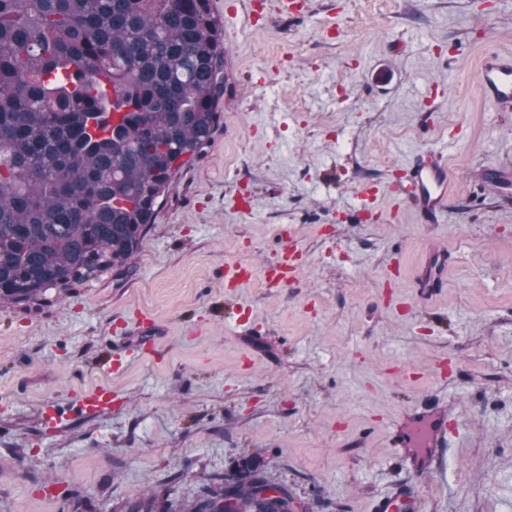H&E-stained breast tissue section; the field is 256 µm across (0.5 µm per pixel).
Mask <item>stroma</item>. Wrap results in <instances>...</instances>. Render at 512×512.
Returning <instances> with one entry per match:
<instances>
[{"mask_svg":"<svg viewBox=\"0 0 512 512\" xmlns=\"http://www.w3.org/2000/svg\"><path fill=\"white\" fill-rule=\"evenodd\" d=\"M265 2L255 28L249 0H211L238 31L223 119L130 267L0 306V512H190L246 459L303 512H369L404 474L390 423L435 403L455 449L411 479L420 512H512V194L481 185L512 178V112L477 83L485 52L512 51V0H299L295 20ZM433 148L455 187L424 224L390 189ZM290 228L307 254L292 285L225 287V265L276 262ZM433 243L456 254L445 292L395 308L412 288L394 265ZM141 310L166 330L158 358L107 373ZM97 386L111 411L78 412Z\"/></svg>","mask_w":512,"mask_h":512,"instance_id":"stroma-1","label":"stroma"}]
</instances>
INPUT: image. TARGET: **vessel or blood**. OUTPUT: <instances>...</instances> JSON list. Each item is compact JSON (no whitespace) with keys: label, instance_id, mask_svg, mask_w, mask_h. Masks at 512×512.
<instances>
[{"label":"vessel or blood","instance_id":"obj_1","mask_svg":"<svg viewBox=\"0 0 512 512\" xmlns=\"http://www.w3.org/2000/svg\"><path fill=\"white\" fill-rule=\"evenodd\" d=\"M480 93L497 112L512 110V54L487 53L477 74ZM453 184L448 164L441 151L431 150L407 165L403 180L396 183L393 197L400 206L411 207L426 224L435 223L448 209ZM450 253L442 246L431 247L413 272L414 300L429 301L447 286ZM306 261V254L288 245L276 264L266 266L269 283L287 286L296 281ZM163 334L161 325L151 316L140 315L134 326L124 328L112 340L103 360L105 370L124 371L132 362L156 354ZM447 406H413L407 408L390 427L392 446L408 473L420 476L433 471L447 455ZM417 505L407 482H400L391 495L372 501L370 512H416Z\"/></svg>","mask_w":512,"mask_h":512}]
</instances>
